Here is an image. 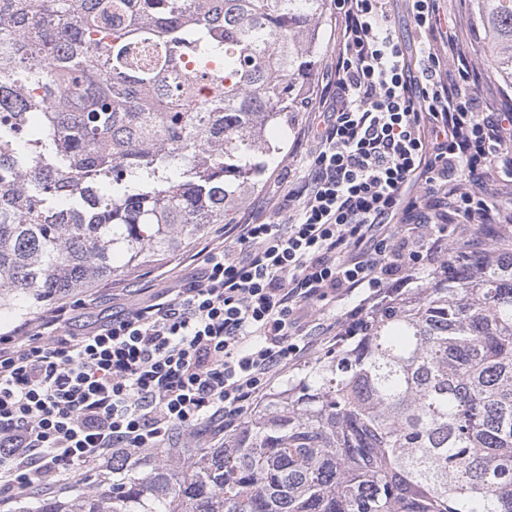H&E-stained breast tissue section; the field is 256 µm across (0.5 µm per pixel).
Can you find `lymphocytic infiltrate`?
I'll return each instance as SVG.
<instances>
[{"label":"lymphocytic infiltrate","instance_id":"1","mask_svg":"<svg viewBox=\"0 0 512 512\" xmlns=\"http://www.w3.org/2000/svg\"><path fill=\"white\" fill-rule=\"evenodd\" d=\"M387 2L336 0L317 147L304 177L273 192L284 223L224 225L194 276L142 291L94 330L68 333L63 303L0 335V501L177 439L235 434L289 368L421 269L477 253L487 225L512 223L485 188L512 178V105L488 108L462 88L473 62L439 0H410L427 36L413 73ZM449 224L466 231L447 240ZM345 296L356 303L344 317L304 330L303 305Z\"/></svg>","mask_w":512,"mask_h":512}]
</instances>
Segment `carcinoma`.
Segmentation results:
<instances>
[{
    "mask_svg": "<svg viewBox=\"0 0 512 512\" xmlns=\"http://www.w3.org/2000/svg\"><path fill=\"white\" fill-rule=\"evenodd\" d=\"M472 6L512 88V0ZM327 11L0 0V311L224 223L307 102ZM487 250L369 313L224 447L35 512H512V244Z\"/></svg>",
    "mask_w": 512,
    "mask_h": 512,
    "instance_id": "1",
    "label": "carcinoma"
}]
</instances>
